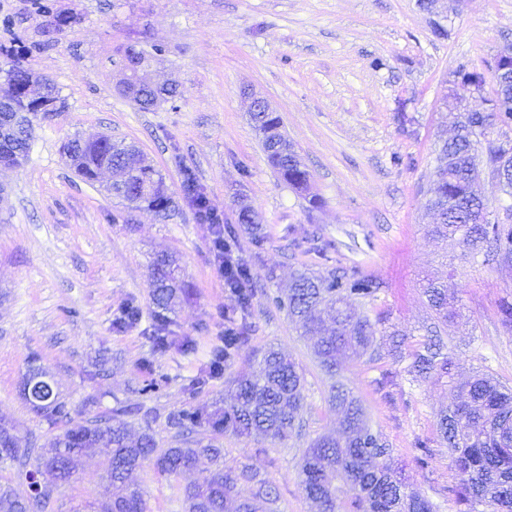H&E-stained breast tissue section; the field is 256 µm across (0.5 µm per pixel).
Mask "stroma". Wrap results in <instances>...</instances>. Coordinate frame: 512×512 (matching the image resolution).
Returning a JSON list of instances; mask_svg holds the SVG:
<instances>
[{
  "instance_id": "stroma-1",
  "label": "stroma",
  "mask_w": 512,
  "mask_h": 512,
  "mask_svg": "<svg viewBox=\"0 0 512 512\" xmlns=\"http://www.w3.org/2000/svg\"><path fill=\"white\" fill-rule=\"evenodd\" d=\"M77 8L80 24L59 41L37 46L29 0H0V44L24 50L27 64L54 81L63 111L41 122L27 162L0 171V418L16 424L23 444L52 435L20 395L27 359L38 354L74 420L122 406L136 428L151 427L160 445L165 417L190 403L185 390L220 344L224 312L236 304L218 273L210 225L179 202L169 220L128 208L101 184L76 178L60 154L74 136L101 133L137 146L180 191L194 171L223 212L233 253L248 260L258 291L247 345L227 375L252 371L254 351L275 346L305 378V427L280 443L263 435L224 441L228 461L257 469L275 488L277 512H312L299 485L310 439L336 431L328 405L330 379L310 340L299 336L273 299L299 269L325 274L357 265L382 284L361 311L386 312L408 343L433 315L419 283L452 277L460 314L448 324L457 380L478 372L512 387V333L498 302L512 295V263L471 257L454 240L431 237L428 189L449 134L440 107L459 69L491 75L512 45V0H55ZM444 37H436L434 26ZM151 58L154 79L175 81L179 94L151 110L119 95L127 45ZM281 118L310 173L308 191L283 183L269 166L249 117V93ZM262 212V248L237 221L240 204ZM176 255L192 293L167 332L186 336L190 351L154 349L151 257ZM135 324L113 321L128 305ZM151 371H144L143 360ZM391 357L346 362L341 380L358 395L373 431L386 438L395 464L411 475L437 512H456L448 451L434 448L426 469L414 463V441L436 433L437 416L453 401L435 379L413 383ZM395 373L378 391L381 371ZM159 379L153 395L138 391ZM107 463L79 460L73 480L56 488L52 512L103 498ZM149 512H182L179 494L151 467L135 474Z\"/></svg>"
}]
</instances>
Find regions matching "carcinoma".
Wrapping results in <instances>:
<instances>
[{
  "mask_svg": "<svg viewBox=\"0 0 512 512\" xmlns=\"http://www.w3.org/2000/svg\"><path fill=\"white\" fill-rule=\"evenodd\" d=\"M38 2L36 15L39 45L50 46L58 41L64 29L81 21L73 11L53 12ZM129 68L126 85L132 101L142 110L157 105L158 100L174 98L177 87L159 90L136 88L137 74L149 64V58L130 48L125 51ZM0 82L8 86L0 113V162L11 168L24 165L31 142L40 122L65 102L59 89L46 77L33 73L26 56L17 50L0 46ZM262 134L267 160L279 178L298 189L309 180L307 170L300 168L297 154L281 131L275 112H261L253 118ZM464 134L448 146L455 154V163L444 171L446 177L431 189L430 206L456 207L443 212L431 232L442 237H456L476 256L484 260L512 258V221L487 219L482 211L471 210L476 168L470 159L482 155L493 164L501 158L502 148L488 133L473 127L474 119L460 116ZM63 153L75 173L84 181H98L102 166L117 165L125 174L121 191L130 206L150 207L163 200V174L149 164L131 145L102 136L97 139H71ZM181 191L201 224L224 223V217L210 204L204 188L189 168L183 171ZM234 309L224 313L232 327L224 331L222 343L216 346L204 369L187 386L191 396L202 393L214 378L224 374L245 347L246 319L250 314L253 289L250 266L243 258L232 263ZM180 266L173 256L159 252L152 261L151 303L159 322L154 348L164 350L178 346L188 351L192 341L186 336L164 334L168 313L177 299L187 294L184 281L174 276ZM380 283L355 266L337 265L323 275L299 273L288 292L275 299L286 310L302 336L314 339V355L323 372L331 379L340 375L342 360L347 357H368L375 362L388 355L396 362L410 360L407 373L413 380L453 376L455 362L444 336L448 319L454 315L448 306L449 282L425 280L423 294L433 309L434 321L422 326L421 340L413 345L391 340L382 348L376 345V326L382 317L371 320L353 307L356 296L372 297ZM241 324L233 326L235 317ZM256 375L240 374L229 380L232 400L218 395L199 407L180 408L167 415V425L174 430V443L161 448L152 432H132L124 420L126 410L117 408L110 414H97L83 421L71 417L67 402L54 389L50 372L39 359H31L23 376L21 391L30 410L51 425L68 422L70 426L52 436L41 448L30 449L29 474L59 485L71 482L76 457L89 450H98L109 457L107 478L112 497L101 502L97 512H146L141 493L128 485L133 471L145 464L172 482L200 461L210 464L208 475L197 484L180 489L184 512H271L276 502L275 490L269 480L248 465L226 460L223 439L244 438L255 432L285 441L292 434H301L304 407L303 376L296 363L283 353L270 348L262 356ZM457 402L437 418L436 433L440 444L448 448L449 465L457 482L449 489L458 512H512V389L488 373L473 376L454 386ZM331 408L341 414L338 435L318 436L306 448L301 464V489L316 507V512H436L433 503L412 488L410 475L402 467L392 465L390 448L381 435L367 423L364 408L353 392L333 384L328 397ZM210 435L194 438L198 429ZM13 448L0 461L18 456L21 438L15 424L0 419V440ZM428 437L419 438L415 457L420 469L429 466L433 456ZM243 483L253 485L249 498L239 496ZM483 510H478V507ZM28 495L8 480L0 479V512H27Z\"/></svg>",
  "mask_w": 512,
  "mask_h": 512,
  "instance_id": "1",
  "label": "carcinoma"
}]
</instances>
